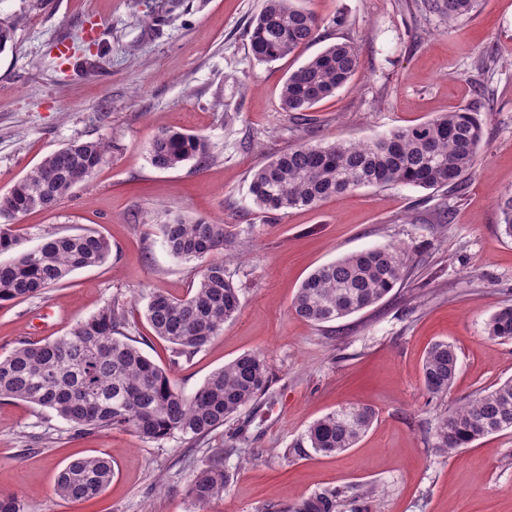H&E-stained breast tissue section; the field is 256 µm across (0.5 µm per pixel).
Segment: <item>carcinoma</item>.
<instances>
[{
	"mask_svg": "<svg viewBox=\"0 0 512 512\" xmlns=\"http://www.w3.org/2000/svg\"><path fill=\"white\" fill-rule=\"evenodd\" d=\"M477 0H422L424 10L454 24L471 14ZM316 14L298 0H265L247 30L253 60L270 63L293 54L318 38ZM359 51L351 41L325 47L292 71L280 100L285 112H307L333 96L358 71ZM484 127L475 107L456 109L435 118L395 129L363 143H300L272 158L252 175L249 191L266 213L314 207L324 199L361 186L408 185L425 190H463L483 142ZM111 141L101 137L73 140L46 156L0 197V254L15 252L0 263V302L36 298L68 282L76 270L100 267L112 254L102 234L83 230L48 233L30 249L17 251L16 221L36 211L54 209L68 190L84 182L106 160ZM150 164L162 171L188 162L211 159L207 138L163 129L148 145ZM504 233L512 237V192L498 196ZM166 246L186 262L207 259L189 292L176 297L149 295L144 316L154 336L172 345L171 363L190 360L233 320L240 307L239 288L225 264L234 235L221 222L159 215ZM410 264L402 247L385 245L344 256L311 272L298 288L292 310L315 325L358 313L381 301L400 283ZM124 305L114 300L68 334L41 344L21 343L0 357V400H18L50 409L69 425L74 437L111 430L130 432L142 440L177 437L196 442L224 426L241 409L265 393L266 360L244 353L213 372L191 396L179 392L170 370L156 364L121 332ZM485 332L491 339L512 340V307L495 312ZM455 348L433 344L422 373L427 390L441 395L457 373ZM375 421L374 410L349 404L325 414L306 430L302 442L314 452L338 456L357 445ZM512 429V379L482 391L443 416L434 433L435 453L447 456L491 434ZM112 461L96 456L68 463L56 491L67 501L100 495L112 482ZM229 476L216 452L189 479L186 492L204 507L224 497ZM346 501L325 489L306 504L305 512H343Z\"/></svg>",
	"mask_w": 512,
	"mask_h": 512,
	"instance_id": "carcinoma-1",
	"label": "carcinoma"
}]
</instances>
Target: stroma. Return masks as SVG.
<instances>
[{
    "instance_id": "stroma-1",
    "label": "stroma",
    "mask_w": 512,
    "mask_h": 512,
    "mask_svg": "<svg viewBox=\"0 0 512 512\" xmlns=\"http://www.w3.org/2000/svg\"><path fill=\"white\" fill-rule=\"evenodd\" d=\"M419 3L302 0L320 20L318 40L258 63L245 30L264 0H0V23L14 29L12 48L0 53V197L71 140L112 143L107 161L56 209L22 218L20 243L29 249L48 233L90 228L110 240L109 262L41 297L0 304V356L65 335L116 299L125 335L168 364V344L144 318L147 296L185 295L202 264L169 252L153 219L167 211L229 227L226 272L241 289L235 319L173 367L174 385L192 395L249 352L265 357L271 378L265 395L195 443L118 430L74 439L51 410L1 402L0 492L18 495L27 512H298L325 488L354 498L359 512H512V430L446 457L432 448L442 415L512 377V340L485 334L489 317L512 306V238L496 205L512 191V0H478L452 27ZM157 13L162 21L149 23ZM344 41L357 45L359 70L293 120L280 102L289 72ZM479 88L484 139L462 194L365 186L269 217L249 194L253 172L291 146L371 141L469 106ZM164 128L204 135L213 161L153 168L146 147ZM387 244L405 247L411 262L383 300L321 326L293 313L313 269ZM438 340L458 354L442 397L422 377ZM348 403L377 415L355 448L322 457L298 447L313 421ZM217 450L229 486L202 511L186 484ZM91 455L111 457L110 485L90 501L62 500L59 472Z\"/></svg>"
}]
</instances>
